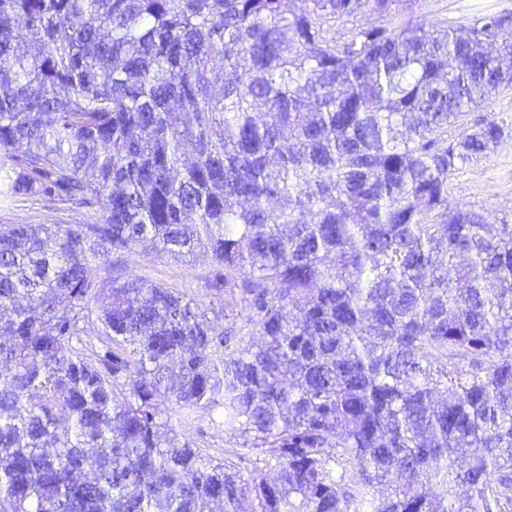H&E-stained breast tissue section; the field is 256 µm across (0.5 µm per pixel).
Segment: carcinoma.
<instances>
[{"instance_id":"cac0c4a2","label":"carcinoma","mask_w":512,"mask_h":512,"mask_svg":"<svg viewBox=\"0 0 512 512\" xmlns=\"http://www.w3.org/2000/svg\"><path fill=\"white\" fill-rule=\"evenodd\" d=\"M401 2L0 0V197L95 212L0 229V512H512V224L448 200L512 136L448 135L512 13L326 36ZM147 240L261 343L136 275L95 308ZM198 409L275 478L180 440Z\"/></svg>"}]
</instances>
